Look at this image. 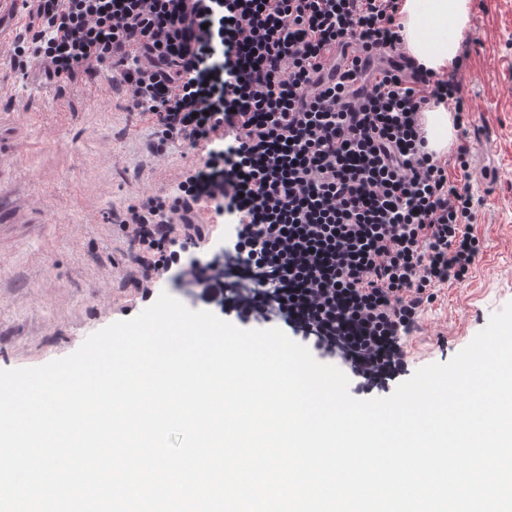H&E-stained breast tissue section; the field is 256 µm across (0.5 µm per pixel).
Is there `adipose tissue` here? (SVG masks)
I'll list each match as a JSON object with an SVG mask.
<instances>
[{"label": "adipose tissue", "instance_id": "1", "mask_svg": "<svg viewBox=\"0 0 512 512\" xmlns=\"http://www.w3.org/2000/svg\"><path fill=\"white\" fill-rule=\"evenodd\" d=\"M471 5L472 0H400L397 21L407 55L437 72L451 69L470 29ZM422 123L429 150L450 151L455 141L452 108L432 106Z\"/></svg>", "mask_w": 512, "mask_h": 512}]
</instances>
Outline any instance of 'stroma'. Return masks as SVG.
I'll list each match as a JSON object with an SVG mask.
<instances>
[{"label": "stroma", "mask_w": 512, "mask_h": 512, "mask_svg": "<svg viewBox=\"0 0 512 512\" xmlns=\"http://www.w3.org/2000/svg\"><path fill=\"white\" fill-rule=\"evenodd\" d=\"M460 77L471 156L497 176L470 175L473 233L483 243L469 278L437 289L405 341L410 371L449 362L512 301V0H473ZM83 85H25L0 65V369L38 367L144 310L128 281L131 246L113 214L168 189L199 151L150 149L148 115L123 95Z\"/></svg>", "instance_id": "1"}]
</instances>
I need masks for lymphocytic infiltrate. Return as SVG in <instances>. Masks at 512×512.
Wrapping results in <instances>:
<instances>
[{
    "label": "lymphocytic infiltrate",
    "instance_id": "1",
    "mask_svg": "<svg viewBox=\"0 0 512 512\" xmlns=\"http://www.w3.org/2000/svg\"><path fill=\"white\" fill-rule=\"evenodd\" d=\"M399 0H26L8 44L22 77L78 83L111 69L153 120V151H201L173 191L116 214L141 300L174 273L195 301L243 324L278 318L322 359L364 381L408 370L405 336L436 288L482 250L469 179L427 149L432 103L454 110L458 77L413 66ZM231 229L224 250L255 282L226 298L220 257L189 252L200 209Z\"/></svg>",
    "mask_w": 512,
    "mask_h": 512
}]
</instances>
